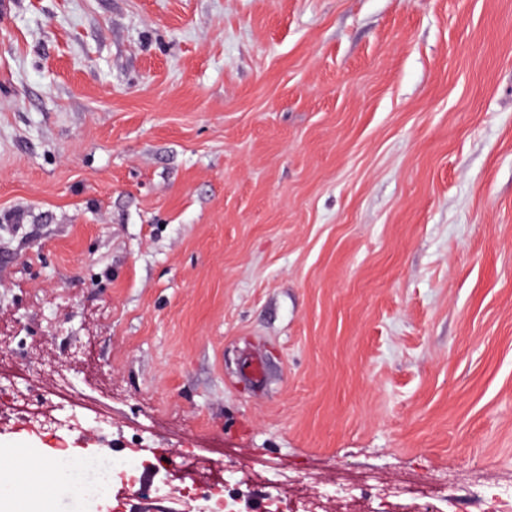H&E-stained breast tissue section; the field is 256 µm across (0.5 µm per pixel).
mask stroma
Here are the masks:
<instances>
[{"mask_svg": "<svg viewBox=\"0 0 512 512\" xmlns=\"http://www.w3.org/2000/svg\"><path fill=\"white\" fill-rule=\"evenodd\" d=\"M261 355L266 381L246 375ZM0 462L512 486V0H0Z\"/></svg>", "mask_w": 512, "mask_h": 512, "instance_id": "stroma-1", "label": "stroma"}]
</instances>
